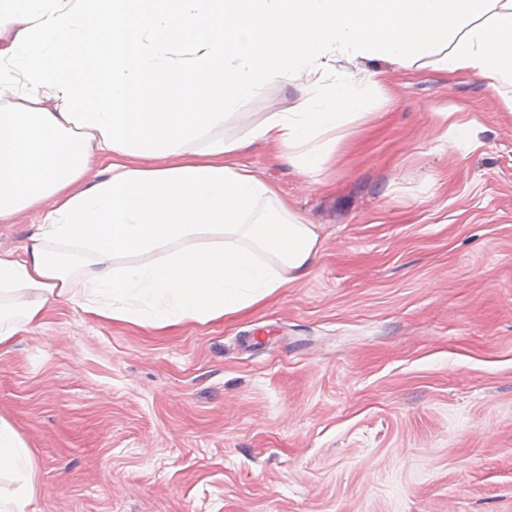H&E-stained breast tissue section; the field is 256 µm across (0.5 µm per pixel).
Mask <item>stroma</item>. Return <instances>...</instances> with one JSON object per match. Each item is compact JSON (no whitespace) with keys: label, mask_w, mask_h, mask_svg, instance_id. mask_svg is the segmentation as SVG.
I'll use <instances>...</instances> for the list:
<instances>
[{"label":"stroma","mask_w":512,"mask_h":512,"mask_svg":"<svg viewBox=\"0 0 512 512\" xmlns=\"http://www.w3.org/2000/svg\"><path fill=\"white\" fill-rule=\"evenodd\" d=\"M359 66L379 81L322 170L236 158L318 227L309 276L169 331L57 300L0 349L28 512H512V88ZM299 101L264 85L213 132Z\"/></svg>","instance_id":"35a3bbf8"}]
</instances>
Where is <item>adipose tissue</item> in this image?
I'll list each match as a JSON object with an SVG mask.
<instances>
[{
    "label": "adipose tissue",
    "instance_id": "adipose-tissue-1",
    "mask_svg": "<svg viewBox=\"0 0 512 512\" xmlns=\"http://www.w3.org/2000/svg\"><path fill=\"white\" fill-rule=\"evenodd\" d=\"M493 3L498 24H478ZM0 25V217L42 209L30 244L0 252V347L40 326L54 299L166 329L307 277L316 225L231 158L272 142L320 169L330 132L362 105L336 62L407 69L445 44L443 69L512 86V0H0ZM268 83L298 87V111L195 150ZM95 159L106 179L72 193ZM140 254L151 262L116 263ZM0 471L35 476L1 419Z\"/></svg>",
    "mask_w": 512,
    "mask_h": 512
}]
</instances>
